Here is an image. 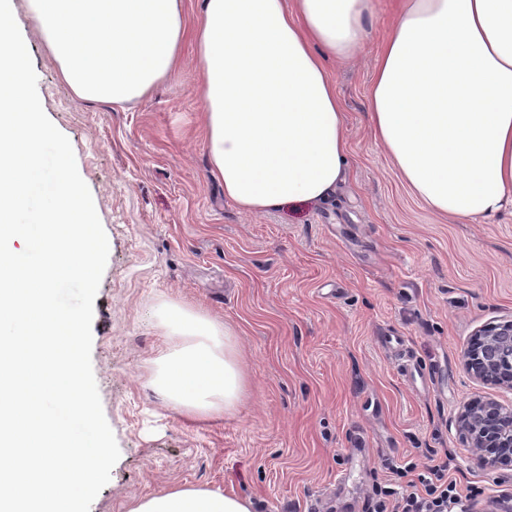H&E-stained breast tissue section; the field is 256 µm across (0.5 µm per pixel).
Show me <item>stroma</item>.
Wrapping results in <instances>:
<instances>
[{"mask_svg":"<svg viewBox=\"0 0 512 512\" xmlns=\"http://www.w3.org/2000/svg\"><path fill=\"white\" fill-rule=\"evenodd\" d=\"M392 8L379 0L360 53L329 67L344 181L327 201L247 215L208 169L192 41L147 100H86L12 0L44 112L70 140L109 242L91 360L120 458L90 512L183 486L247 497L253 512H362L390 466L434 459L478 502L512 497V474L478 468L456 423L469 398L512 404V390L461 364L476 330L512 320V214L448 222L374 142L368 94ZM165 300L236 329L249 395L234 415L194 422L153 392L170 342L153 309Z\"/></svg>","mask_w":512,"mask_h":512,"instance_id":"1","label":"stroma"}]
</instances>
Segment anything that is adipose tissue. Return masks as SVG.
Wrapping results in <instances>:
<instances>
[{
  "instance_id": "1",
  "label": "adipose tissue",
  "mask_w": 512,
  "mask_h": 512,
  "mask_svg": "<svg viewBox=\"0 0 512 512\" xmlns=\"http://www.w3.org/2000/svg\"><path fill=\"white\" fill-rule=\"evenodd\" d=\"M64 83L123 106L177 69L193 37L211 174L246 214L326 200L348 166L329 62L354 58L375 0H27ZM369 127L414 195L455 223L512 211V0H395L374 65ZM171 336L150 384L196 420L232 414L248 389L236 331L162 302ZM128 512H252L250 499L180 487Z\"/></svg>"
}]
</instances>
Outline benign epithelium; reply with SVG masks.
Masks as SVG:
<instances>
[{
    "label": "benign epithelium",
    "instance_id": "1",
    "mask_svg": "<svg viewBox=\"0 0 512 512\" xmlns=\"http://www.w3.org/2000/svg\"><path fill=\"white\" fill-rule=\"evenodd\" d=\"M463 369L484 385L512 389V321L478 330L462 354ZM460 437L483 470H512V406L470 398L457 415Z\"/></svg>",
    "mask_w": 512,
    "mask_h": 512
}]
</instances>
